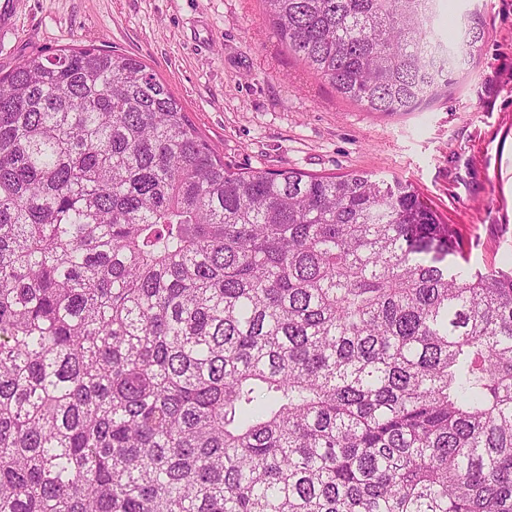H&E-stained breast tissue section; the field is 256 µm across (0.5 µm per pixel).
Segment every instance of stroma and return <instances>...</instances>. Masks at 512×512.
Returning a JSON list of instances; mask_svg holds the SVG:
<instances>
[{
    "label": "stroma",
    "mask_w": 512,
    "mask_h": 512,
    "mask_svg": "<svg viewBox=\"0 0 512 512\" xmlns=\"http://www.w3.org/2000/svg\"><path fill=\"white\" fill-rule=\"evenodd\" d=\"M485 38L458 82L415 112L341 100L280 43L261 0H22L0 75L93 45L143 59L195 126L247 170L365 172L411 183L471 267L512 268V0H480Z\"/></svg>",
    "instance_id": "obj_1"
}]
</instances>
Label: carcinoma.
Segmentation results:
<instances>
[{
	"label": "carcinoma",
	"instance_id": "carcinoma-1",
	"mask_svg": "<svg viewBox=\"0 0 512 512\" xmlns=\"http://www.w3.org/2000/svg\"><path fill=\"white\" fill-rule=\"evenodd\" d=\"M344 101L475 59L429 0H263ZM370 175L242 171L141 59L0 76V512H512V270Z\"/></svg>",
	"mask_w": 512,
	"mask_h": 512
}]
</instances>
